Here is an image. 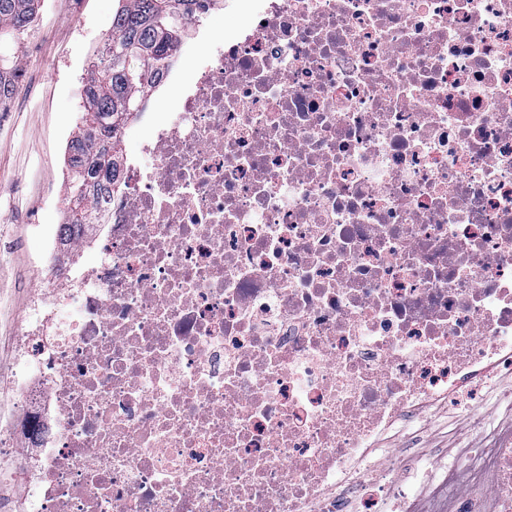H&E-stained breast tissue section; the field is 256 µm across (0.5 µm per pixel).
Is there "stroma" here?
Instances as JSON below:
<instances>
[{
	"mask_svg": "<svg viewBox=\"0 0 512 512\" xmlns=\"http://www.w3.org/2000/svg\"><path fill=\"white\" fill-rule=\"evenodd\" d=\"M117 0H43L28 37L20 84L23 101L0 111V417L15 411L8 387L18 374L14 362L20 323L28 315L39 266L49 254L50 236L66 213L65 149L79 126V88L88 77V60L112 33ZM248 11L231 0L210 10L184 42L206 49L249 25ZM180 107V91L170 84L152 90L142 112L132 117L121 143L122 159L139 156L157 124ZM499 386H482L476 396L450 410L417 417L387 435L393 448L392 466L402 469L409 450L434 464L455 462L459 449L488 447L497 432L512 423V406L501 399ZM485 414L482 429H473V412Z\"/></svg>",
	"mask_w": 512,
	"mask_h": 512,
	"instance_id": "35a3bbf8",
	"label": "stroma"
}]
</instances>
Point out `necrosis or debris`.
<instances>
[{"label":"necrosis or debris","mask_w":512,"mask_h":512,"mask_svg":"<svg viewBox=\"0 0 512 512\" xmlns=\"http://www.w3.org/2000/svg\"><path fill=\"white\" fill-rule=\"evenodd\" d=\"M143 152L37 271L0 512H412L378 439L512 373V0H263ZM468 456L512 512V428Z\"/></svg>","instance_id":"obj_1"}]
</instances>
